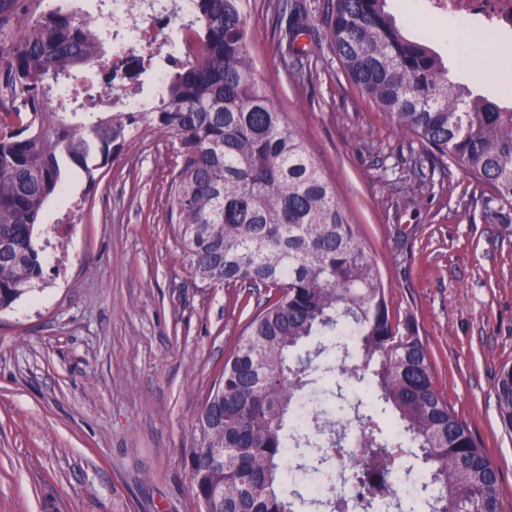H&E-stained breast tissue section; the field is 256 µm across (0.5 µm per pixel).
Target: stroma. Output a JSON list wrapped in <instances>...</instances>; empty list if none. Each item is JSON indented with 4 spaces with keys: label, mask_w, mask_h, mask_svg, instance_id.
I'll use <instances>...</instances> for the list:
<instances>
[{
    "label": "stroma",
    "mask_w": 512,
    "mask_h": 512,
    "mask_svg": "<svg viewBox=\"0 0 512 512\" xmlns=\"http://www.w3.org/2000/svg\"><path fill=\"white\" fill-rule=\"evenodd\" d=\"M302 2L296 46L312 71L291 79L275 11L254 0L259 80L334 183L394 311L415 317L435 385L498 468L512 512V435L494 391L512 364V235L487 217L488 187L351 85L329 44V0ZM388 9L452 81L512 107V81L475 80L428 0ZM181 166L178 140L148 128L94 179L69 172L48 202L36 238L43 280L0 312V512H200L195 424L268 291L191 274L169 200Z\"/></svg>",
    "instance_id": "1"
}]
</instances>
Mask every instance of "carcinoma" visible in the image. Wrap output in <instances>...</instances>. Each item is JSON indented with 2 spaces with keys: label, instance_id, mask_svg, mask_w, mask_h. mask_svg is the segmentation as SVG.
Segmentation results:
<instances>
[{
  "label": "carcinoma",
  "instance_id": "carcinoma-1",
  "mask_svg": "<svg viewBox=\"0 0 512 512\" xmlns=\"http://www.w3.org/2000/svg\"><path fill=\"white\" fill-rule=\"evenodd\" d=\"M387 2L331 0L328 36L342 70L427 150L486 184L489 218L512 234V108L450 80L443 58L409 39ZM251 9L252 0H195L175 51L163 56L157 101L127 112L113 96L114 76L139 88L159 52L114 59L109 29L63 7L14 39L6 29L24 0H0V110L19 122L0 124V311L42 280L38 221L66 172L76 167L94 180L141 128L156 126L180 144L170 200L190 272L217 288L251 283L272 292L244 326L196 423L191 481L204 512H296L282 485L287 452L323 447L297 415L310 369L323 381L339 370L356 385L363 512L374 494L390 491L393 471L411 480L423 468L430 479L415 502L425 512H501L498 469L436 388L415 317L394 313L332 182L258 82ZM277 12L282 56L297 60L306 13L286 0ZM93 68L96 78L79 80ZM67 86L76 92L49 108ZM69 101L80 111H67ZM313 336L330 344L290 360ZM352 349L363 365H346ZM495 392L512 435V365L501 369ZM316 395V409L345 400L340 384ZM375 402L391 408L387 434L369 412ZM394 439L407 448L396 463L386 456Z\"/></svg>",
  "mask_w": 512,
  "mask_h": 512
}]
</instances>
